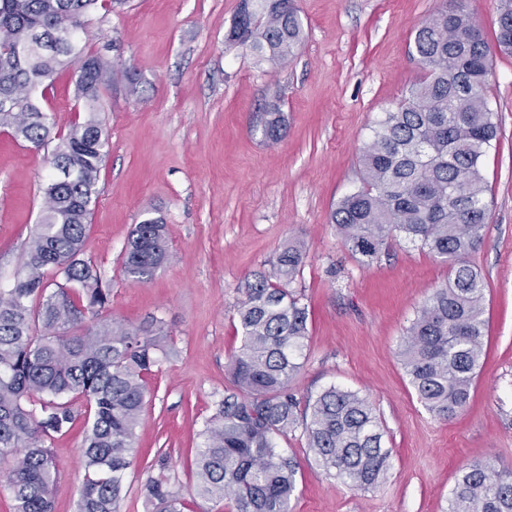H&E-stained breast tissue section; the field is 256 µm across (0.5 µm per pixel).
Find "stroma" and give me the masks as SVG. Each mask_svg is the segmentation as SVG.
<instances>
[{"instance_id": "35a3bbf8", "label": "stroma", "mask_w": 512, "mask_h": 512, "mask_svg": "<svg viewBox=\"0 0 512 512\" xmlns=\"http://www.w3.org/2000/svg\"><path fill=\"white\" fill-rule=\"evenodd\" d=\"M294 4L305 38L279 69L227 43L241 0H127L92 14L82 37L88 52L122 64L98 114L108 140L83 257L110 290L104 316L131 327L161 323L170 352L149 379L119 512H154L143 487L161 473L159 451L184 512H224L223 503L197 494L191 463L231 385L239 285L269 272L291 238L306 246L293 288L308 308L309 329L291 389L302 400L333 385L366 395L390 450L382 482L354 490L321 471L302 431L280 438L300 463L291 512H448L468 464L512 474V56L490 50L488 99L500 142L483 160L489 220L468 257L485 283L484 360L469 405L444 421L418 400L399 350L417 308L447 281L448 262L403 238L363 262L330 222L337 202L360 183L371 126L420 76L415 32L443 0ZM39 99L55 132L85 118L71 71ZM271 101L287 123L275 143L260 127ZM52 152L0 129L1 284L12 283L26 259ZM148 216L168 228L169 259L135 283L122 274V260L131 229ZM82 439L77 427L51 442L59 465L54 512H77Z\"/></svg>"}]
</instances>
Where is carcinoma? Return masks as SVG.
<instances>
[{
	"label": "carcinoma",
	"instance_id": "1",
	"mask_svg": "<svg viewBox=\"0 0 512 512\" xmlns=\"http://www.w3.org/2000/svg\"><path fill=\"white\" fill-rule=\"evenodd\" d=\"M121 4L0 0V128L36 148L58 140L22 272L0 288V483L14 512H53L58 464L47 442L80 418L78 512H117L146 377L168 356L153 330L99 316L110 293L82 259L106 145L94 114L118 63L86 53L80 35L90 14ZM303 39L293 3L269 9L258 0H242L227 35L274 67L288 63ZM496 41L512 53V0H500ZM413 49L422 76L371 127L360 185L338 201L331 223L344 244L369 259L403 237L450 262L451 276L424 300L401 346L418 400L449 420L469 403L483 354L485 284L467 257L488 223L482 161L500 126L487 98L488 43L466 0H447L422 23ZM64 67L73 70L76 98L89 117L55 135L35 92L52 86ZM285 128L280 107L270 105L263 138L277 142ZM168 257L166 225L147 217L128 238L122 272L147 281ZM305 258L303 244L285 243L271 272L244 284L236 308L240 346L228 360L233 387L217 402L195 459L197 494L227 500L235 512H289L299 465L278 438L299 426L318 467L355 489L377 486L387 469L390 451L366 396L331 386L303 404L291 392L309 333L307 308L291 288ZM71 394L86 401L83 413L67 399ZM145 496L160 512L183 508L162 474L148 481ZM448 512H512V476L480 461L469 465Z\"/></svg>",
	"mask_w": 512,
	"mask_h": 512
}]
</instances>
